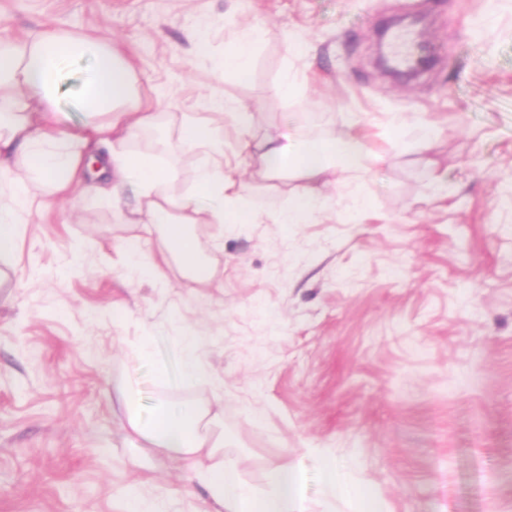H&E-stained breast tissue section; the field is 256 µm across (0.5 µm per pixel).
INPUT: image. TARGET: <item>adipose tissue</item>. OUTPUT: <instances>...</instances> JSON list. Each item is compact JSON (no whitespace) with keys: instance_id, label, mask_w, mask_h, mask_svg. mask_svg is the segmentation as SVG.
Here are the masks:
<instances>
[{"instance_id":"ef3b65f1","label":"adipose tissue","mask_w":512,"mask_h":512,"mask_svg":"<svg viewBox=\"0 0 512 512\" xmlns=\"http://www.w3.org/2000/svg\"><path fill=\"white\" fill-rule=\"evenodd\" d=\"M267 28L250 25L236 30L222 58L213 60L214 72L247 73L250 49ZM86 61L78 83L70 91L69 106H62L60 86L70 67ZM211 107L229 115L242 134L239 148L256 158L260 175L268 180L293 181L288 204L275 215L279 224H306L327 208L320 188L330 175L342 172L344 188L354 212L367 200L357 179L367 166L361 136H336L324 130L306 139L295 133L252 135L254 114L245 104L213 100ZM84 115L69 124L68 112ZM158 115L144 101L135 83V68L112 40L72 38L46 31L28 39L0 38V258L14 253L19 217L30 212L35 195L65 196L72 183L92 176L93 190L103 201L117 202L126 189L138 198L134 230L163 226L166 248L149 252L134 233L127 240V270L137 279L165 280V267L178 261L184 275L203 282L213 275L205 248L193 233L197 224H253L256 211L247 207L244 188L233 170L224 166V126L219 122H187L178 148L203 149L209 163L191 174V190L173 196L168 191L170 170L157 157L125 150L140 131L156 126ZM135 366H128L115 382L123 400L126 424L151 447L185 461L194 479L224 512H311L304 490V471L295 463L267 466L262 490H255L235 466L220 460L224 435L212 429L210 411L199 406L173 408L158 403L150 419L135 406ZM324 494L334 500L358 498L360 512H387L378 495L355 492L348 473L335 456L316 450Z\"/></svg>"}]
</instances>
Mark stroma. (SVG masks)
Wrapping results in <instances>:
<instances>
[{
	"instance_id": "35a3bbf8",
	"label": "stroma",
	"mask_w": 512,
	"mask_h": 512,
	"mask_svg": "<svg viewBox=\"0 0 512 512\" xmlns=\"http://www.w3.org/2000/svg\"><path fill=\"white\" fill-rule=\"evenodd\" d=\"M488 12L497 27L474 28ZM412 19L434 61L418 81L378 64L381 33ZM257 23L273 34L249 73L215 74L232 33ZM46 28L120 45L162 114L129 149L182 174L206 154L162 144L212 118L211 99L249 105L260 133L343 135L357 115L369 204L351 215L331 186L310 223H275L288 186L238 156L228 119L224 157L260 219L195 226L207 283L174 267L128 282L125 227L82 187L22 216L16 255L0 259V512H132L141 499L215 512L182 463L125 425L112 384L145 341L142 411L221 403L224 460L253 487L268 463H298L313 512H350L326 501L324 448L356 461L353 481L389 512H512V0H0V37ZM288 69L306 80L284 101L272 88ZM396 113L393 150L382 131ZM187 327L208 370L192 382Z\"/></svg>"
}]
</instances>
